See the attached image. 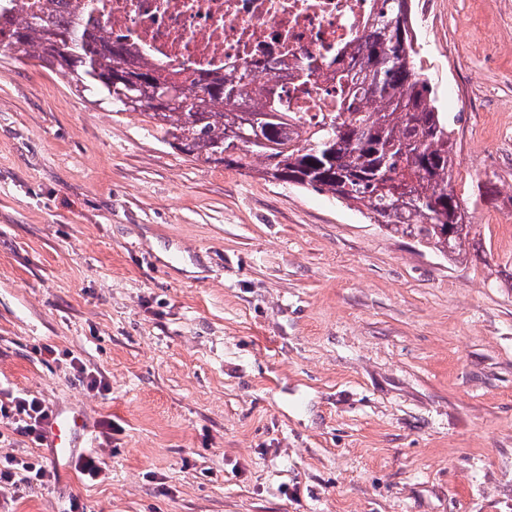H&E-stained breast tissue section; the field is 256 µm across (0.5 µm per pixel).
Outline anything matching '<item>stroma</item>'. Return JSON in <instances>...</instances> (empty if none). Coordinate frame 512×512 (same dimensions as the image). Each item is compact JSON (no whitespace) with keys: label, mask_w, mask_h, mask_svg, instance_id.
Returning a JSON list of instances; mask_svg holds the SVG:
<instances>
[{"label":"stroma","mask_w":512,"mask_h":512,"mask_svg":"<svg viewBox=\"0 0 512 512\" xmlns=\"http://www.w3.org/2000/svg\"><path fill=\"white\" fill-rule=\"evenodd\" d=\"M411 7L459 262L0 55V390L85 409L105 473L0 512H512V0ZM70 367L73 370L74 379L83 388L99 393L109 391V384L102 377L92 371H88L78 357H71Z\"/></svg>","instance_id":"obj_1"}]
</instances>
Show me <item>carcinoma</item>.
Here are the masks:
<instances>
[{
  "instance_id": "carcinoma-1",
  "label": "carcinoma",
  "mask_w": 512,
  "mask_h": 512,
  "mask_svg": "<svg viewBox=\"0 0 512 512\" xmlns=\"http://www.w3.org/2000/svg\"><path fill=\"white\" fill-rule=\"evenodd\" d=\"M410 0H382L360 42L327 64L336 111L308 125L287 111L249 66L222 75H186L135 58L125 43L84 30L48 10L0 9V53L33 56L80 94L114 112H139L169 144L206 164L323 192L394 234L457 261L472 225L451 184L448 116L431 105L414 56ZM179 90L156 93L159 82ZM254 140L235 145L237 132Z\"/></svg>"
}]
</instances>
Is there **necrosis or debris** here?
<instances>
[{
	"label": "necrosis or debris",
	"instance_id": "4bbe7bcc",
	"mask_svg": "<svg viewBox=\"0 0 512 512\" xmlns=\"http://www.w3.org/2000/svg\"><path fill=\"white\" fill-rule=\"evenodd\" d=\"M376 0H11L14 10L48 8L82 27L105 30L141 58L170 70L223 73L255 68V84L276 83L301 121L336 109V84L317 74L307 92L293 76L304 59L329 60L354 47Z\"/></svg>",
	"mask_w": 512,
	"mask_h": 512
}]
</instances>
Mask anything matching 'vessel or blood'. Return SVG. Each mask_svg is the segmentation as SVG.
Returning a JSON list of instances; mask_svg holds the SVG:
<instances>
[{
  "label": "vessel or blood",
  "mask_w": 512,
  "mask_h": 512,
  "mask_svg": "<svg viewBox=\"0 0 512 512\" xmlns=\"http://www.w3.org/2000/svg\"><path fill=\"white\" fill-rule=\"evenodd\" d=\"M98 440L80 409L53 408L43 428L42 445L55 465L70 463L79 449L96 447Z\"/></svg>",
  "instance_id": "b4317fda"
}]
</instances>
